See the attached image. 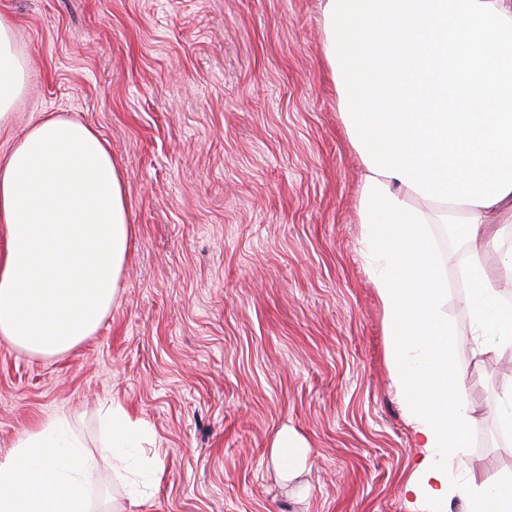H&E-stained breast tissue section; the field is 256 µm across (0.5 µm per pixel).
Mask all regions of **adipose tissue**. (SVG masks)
Masks as SVG:
<instances>
[{
	"label": "adipose tissue",
	"mask_w": 512,
	"mask_h": 512,
	"mask_svg": "<svg viewBox=\"0 0 512 512\" xmlns=\"http://www.w3.org/2000/svg\"><path fill=\"white\" fill-rule=\"evenodd\" d=\"M323 53L365 168L358 213L373 254L388 358L418 448L402 487L406 512L459 499L463 512H512V482L461 483L455 450L473 416L454 359L432 224L512 213V0H321ZM28 83L13 19L0 14V130ZM411 197L438 201L426 211ZM135 228L121 168L90 125L47 113L0 167V336L36 355L67 353L112 309ZM480 355L512 360V316L472 260ZM117 479L148 475L131 448L144 432L120 403L101 418ZM285 482L307 464L280 430L271 448ZM96 463L54 417L0 460V512H94Z\"/></svg>",
	"instance_id": "ef3b65f1"
}]
</instances>
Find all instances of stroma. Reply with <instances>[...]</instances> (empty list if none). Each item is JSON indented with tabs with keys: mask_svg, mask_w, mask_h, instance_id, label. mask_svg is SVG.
Listing matches in <instances>:
<instances>
[{
	"mask_svg": "<svg viewBox=\"0 0 512 512\" xmlns=\"http://www.w3.org/2000/svg\"><path fill=\"white\" fill-rule=\"evenodd\" d=\"M30 69L11 142L63 112L110 143L135 224L118 297L68 353L0 337V459L53 416L96 454L103 407L141 421L157 483L100 465L99 512H405L417 448L386 358L358 217L364 167L322 50L320 0H0ZM481 261L512 295L502 242ZM471 289L450 288L452 352L474 415L457 479L512 477V446L479 448L503 410L500 361L475 356ZM309 445L295 483L281 428ZM304 441L288 428L280 430L271 448L284 482L297 479L307 464L308 451Z\"/></svg>",
	"mask_w": 512,
	"mask_h": 512,
	"instance_id": "1",
	"label": "stroma"
}]
</instances>
